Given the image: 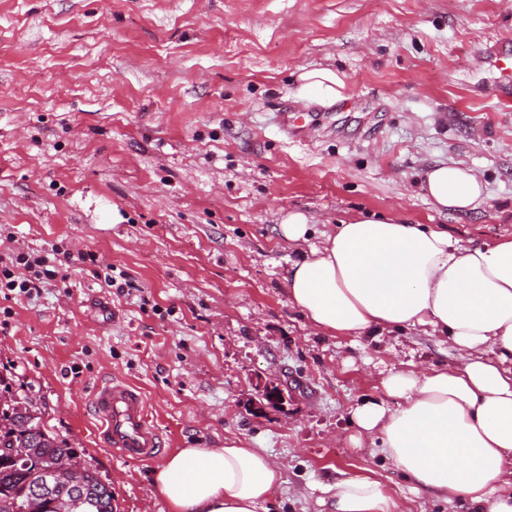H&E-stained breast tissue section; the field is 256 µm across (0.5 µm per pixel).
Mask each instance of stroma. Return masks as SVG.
<instances>
[{
	"label": "stroma",
	"mask_w": 512,
	"mask_h": 512,
	"mask_svg": "<svg viewBox=\"0 0 512 512\" xmlns=\"http://www.w3.org/2000/svg\"><path fill=\"white\" fill-rule=\"evenodd\" d=\"M512 40V0H0V257L71 254L41 291L0 288V373L96 465L115 512H168L152 472L233 441L283 467L275 512H321L325 485L378 481L404 512H466L350 443L352 412L399 363L455 353L420 330L327 336L288 300L312 218L321 246L361 210L512 238V104L482 55ZM345 74V99L297 95L300 69ZM474 169L478 211H436L426 166ZM146 398L163 446L125 462L91 393ZM283 404L254 411L257 387ZM312 224L308 217L301 212H291L282 220L280 227L281 235L291 243L305 242L311 231Z\"/></svg>",
	"instance_id": "35a3bbf8"
}]
</instances>
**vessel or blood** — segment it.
Here are the masks:
<instances>
[{
  "label": "vessel or blood",
  "instance_id": "1",
  "mask_svg": "<svg viewBox=\"0 0 512 512\" xmlns=\"http://www.w3.org/2000/svg\"><path fill=\"white\" fill-rule=\"evenodd\" d=\"M94 410L107 445L125 461L154 458L160 435L151 423L142 393L122 380H113L96 394Z\"/></svg>",
  "mask_w": 512,
  "mask_h": 512
}]
</instances>
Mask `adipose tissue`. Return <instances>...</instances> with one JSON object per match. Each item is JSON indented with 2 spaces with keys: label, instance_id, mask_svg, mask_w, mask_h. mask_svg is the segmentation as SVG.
Listing matches in <instances>:
<instances>
[{
  "label": "adipose tissue",
  "instance_id": "obj_1",
  "mask_svg": "<svg viewBox=\"0 0 512 512\" xmlns=\"http://www.w3.org/2000/svg\"><path fill=\"white\" fill-rule=\"evenodd\" d=\"M299 97L343 99V73L298 75ZM438 211L466 214L487 198L470 168L445 161L423 173ZM288 298L316 329L339 336L430 328L456 365L398 368L385 397L355 408V446L372 443L422 490L478 512H512V239L463 246L447 231L396 215L341 219L322 247L288 270ZM282 469L264 449L227 445L169 454L153 482L169 512H269ZM328 512H401L381 485L348 478Z\"/></svg>",
  "mask_w": 512,
  "mask_h": 512
}]
</instances>
